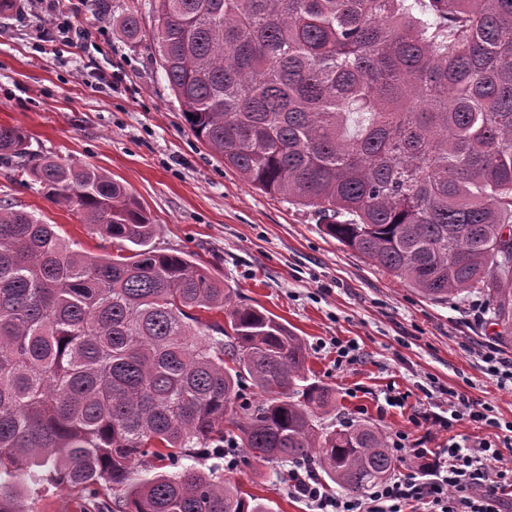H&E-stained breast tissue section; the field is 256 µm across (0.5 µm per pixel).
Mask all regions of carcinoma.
<instances>
[{"label": "carcinoma", "mask_w": 512, "mask_h": 512, "mask_svg": "<svg viewBox=\"0 0 512 512\" xmlns=\"http://www.w3.org/2000/svg\"><path fill=\"white\" fill-rule=\"evenodd\" d=\"M153 2L159 65L214 155L424 298L478 290L512 327V0ZM0 163L117 242L91 256L0 204V512H24L41 472L86 500L117 492L96 512H267L219 466L132 476L220 457L226 421L248 454L349 494L395 471L378 427L316 429L336 391L310 381L303 339L154 249L125 187L32 153L19 127L0 126Z\"/></svg>", "instance_id": "cac0c4a2"}]
</instances>
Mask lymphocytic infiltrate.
Masks as SVG:
<instances>
[{"label":"lymphocytic infiltrate","mask_w":512,"mask_h":512,"mask_svg":"<svg viewBox=\"0 0 512 512\" xmlns=\"http://www.w3.org/2000/svg\"><path fill=\"white\" fill-rule=\"evenodd\" d=\"M442 404L446 412L434 414L432 425L449 430L465 420L502 428V442L464 437L445 448H416L408 433L399 431L389 446L411 467L368 496L330 491L303 463L288 470L289 492L305 500L310 512H512V470L497 466L503 448L512 447V422L501 423L490 405L461 392H447Z\"/></svg>","instance_id":"f902f5d3"}]
</instances>
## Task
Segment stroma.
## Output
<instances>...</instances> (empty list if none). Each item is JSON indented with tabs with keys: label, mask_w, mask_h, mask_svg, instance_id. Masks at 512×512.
I'll return each mask as SVG.
<instances>
[{
	"label": "stroma",
	"mask_w": 512,
	"mask_h": 512,
	"mask_svg": "<svg viewBox=\"0 0 512 512\" xmlns=\"http://www.w3.org/2000/svg\"><path fill=\"white\" fill-rule=\"evenodd\" d=\"M91 42L59 37L31 0L0 16V126L22 127L32 152L92 165L124 184L158 234L153 245L204 264L235 289L238 302L262 307L302 336L312 380L336 391L322 427L367 421L387 435L404 431L424 448L451 436L495 439L496 432L459 422L426 428L439 390L466 393L512 422V391L500 388L481 360L492 347L512 358V339L491 317L468 315L477 292L432 302L366 257L323 233L311 208L254 189L189 130L163 69L156 63L158 25L151 0H61ZM137 14L141 37L129 41L117 23ZM0 200L34 212L66 241L93 255L115 253L79 215L45 196L31 175L0 165ZM353 342L357 359L337 366L334 340ZM404 407L385 404L388 390ZM288 464L241 455L233 483L269 512H309L288 491ZM78 489L44 480L26 499L29 512H78Z\"/></svg>",
	"instance_id": "35a3bbf8"
}]
</instances>
